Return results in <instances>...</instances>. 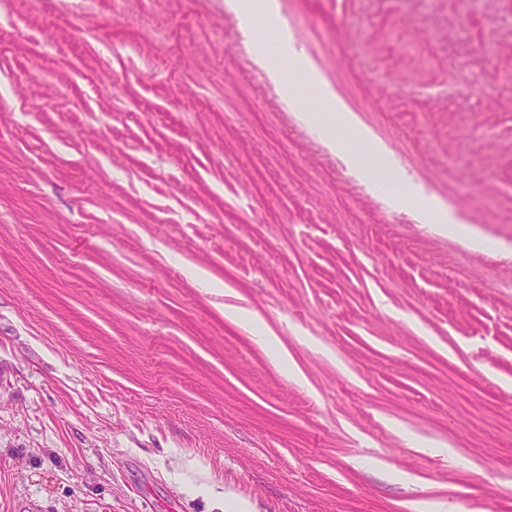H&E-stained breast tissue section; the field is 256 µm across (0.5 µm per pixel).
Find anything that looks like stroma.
<instances>
[{"label":"stroma","instance_id":"1","mask_svg":"<svg viewBox=\"0 0 512 512\" xmlns=\"http://www.w3.org/2000/svg\"><path fill=\"white\" fill-rule=\"evenodd\" d=\"M224 2L0 0V512H512V0H278L460 235Z\"/></svg>","mask_w":512,"mask_h":512}]
</instances>
